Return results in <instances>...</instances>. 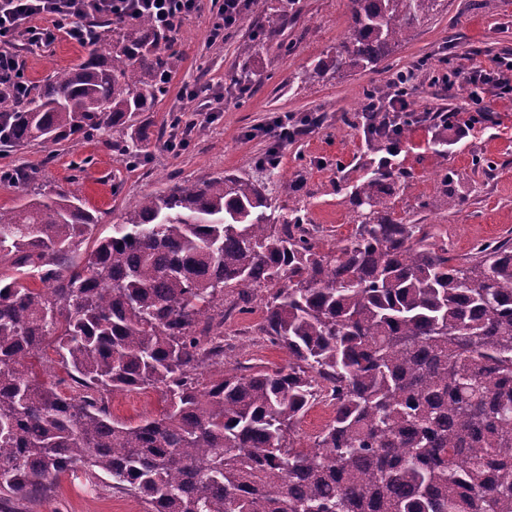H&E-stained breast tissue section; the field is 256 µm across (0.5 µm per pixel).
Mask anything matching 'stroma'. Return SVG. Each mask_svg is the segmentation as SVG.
<instances>
[{"label": "stroma", "mask_w": 512, "mask_h": 512, "mask_svg": "<svg viewBox=\"0 0 512 512\" xmlns=\"http://www.w3.org/2000/svg\"><path fill=\"white\" fill-rule=\"evenodd\" d=\"M211 0H200V11L181 24L175 48L181 63L150 118L154 130H169L171 111L192 124L187 146L179 151L159 144L151 148L145 167L126 168L120 155L102 140L31 144L0 151V170L38 171L51 191L79 196L99 212L97 235L111 233L127 210L143 195L166 190L178 180H198L218 173H244L260 184L270 202V223H281L293 197L305 201L307 221L324 243L354 228L350 193L380 155L367 145L360 125H343L342 116L361 110L368 92L383 89L390 73H414L411 104L415 112L452 109L469 103L464 87L440 99L430 83L441 61L462 68L471 63L512 57V0H443L439 13L414 28L394 46L377 70L347 69L313 84L298 77L312 61L326 57L344 38L349 24L348 0H252L244 26H230L223 43L208 41ZM259 45L248 59L236 48L249 37ZM87 48L59 35L50 46L19 50L29 83L44 81L52 71L78 63ZM248 68L251 91L240 95L233 83ZM211 86L221 97L215 116L197 111L183 100L184 83ZM490 120L467 138L445 130L447 151L432 148L431 121L413 125L403 145V163L390 205L406 224H432L444 236L451 254L466 257L477 243L512 238V103L495 102ZM309 115L323 123L289 143L277 168L257 164L268 143L250 139L253 126L285 116L295 122ZM447 198L442 210L423 209L425 201ZM259 311L237 314L228 328L231 347L223 362L207 366L205 378H216L237 365L271 370L287 362L283 350L259 336ZM114 418L135 422L156 415L160 396L153 390L117 393L109 399ZM84 477H65L42 498L15 503L16 512H145L137 498L99 483L83 492Z\"/></svg>", "instance_id": "35a3bbf8"}]
</instances>
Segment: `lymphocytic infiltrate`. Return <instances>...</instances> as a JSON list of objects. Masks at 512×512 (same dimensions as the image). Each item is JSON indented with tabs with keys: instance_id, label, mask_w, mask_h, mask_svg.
I'll use <instances>...</instances> for the list:
<instances>
[{
	"instance_id": "1",
	"label": "lymphocytic infiltrate",
	"mask_w": 512,
	"mask_h": 512,
	"mask_svg": "<svg viewBox=\"0 0 512 512\" xmlns=\"http://www.w3.org/2000/svg\"><path fill=\"white\" fill-rule=\"evenodd\" d=\"M198 10L199 0H0V90L21 96L28 88L25 72L12 51L16 43L46 47L63 33L87 47L98 38L90 19L129 20L146 14L157 27L175 31ZM461 78L471 88L473 105L465 112L450 110L447 116L449 126L464 138L490 119L491 108L483 96L485 86L493 87L495 99H512V58L493 59L491 65L468 73L443 67L432 80L449 94Z\"/></svg>"
}]
</instances>
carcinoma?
Here are the masks:
<instances>
[{
  "instance_id": "cac0c4a2",
  "label": "carcinoma",
  "mask_w": 512,
  "mask_h": 512,
  "mask_svg": "<svg viewBox=\"0 0 512 512\" xmlns=\"http://www.w3.org/2000/svg\"><path fill=\"white\" fill-rule=\"evenodd\" d=\"M438 6L350 0L345 37L301 81L375 69ZM114 25L107 51L22 101L0 94V148L120 131L107 145L145 162L141 115L177 67L174 38L144 16ZM343 122L389 154L410 132L385 138L364 111ZM8 180L32 192L0 210V512L79 468L146 512H512L511 238L455 263L432 225L392 216L385 159L353 186L354 232L326 250L304 206L269 224L262 187L239 174L145 195L105 237L38 172ZM256 298L287 364L203 381L229 347L224 321ZM48 346L67 393L34 363ZM149 388L158 415L112 416L109 395ZM324 396L334 414L304 448L298 424Z\"/></svg>"
}]
</instances>
